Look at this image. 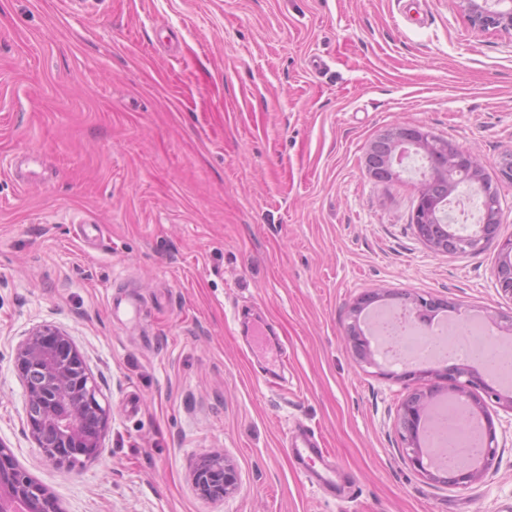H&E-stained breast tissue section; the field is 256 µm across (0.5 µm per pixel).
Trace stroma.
I'll list each match as a JSON object with an SVG mask.
<instances>
[{
	"mask_svg": "<svg viewBox=\"0 0 512 512\" xmlns=\"http://www.w3.org/2000/svg\"><path fill=\"white\" fill-rule=\"evenodd\" d=\"M406 123L512 153V36L453 0H0V442L62 512H512V413L468 489L408 463L402 365L357 362L355 300L447 302L503 343L496 248L430 251L418 176L379 182L371 141ZM65 330L109 411L63 471L24 427L13 369ZM336 485L290 454L295 424ZM220 453L237 492L201 497ZM380 295L381 293H369L364 294L356 299V302L354 303L352 308V322L348 323L345 332L346 339L350 344V347L352 348L356 358L362 362L371 365L375 364L373 359L374 352L370 348L369 340L362 336V333L358 328L357 316L360 313V311L365 307L366 302L369 299L373 298L376 300L381 297Z\"/></svg>",
	"mask_w": 512,
	"mask_h": 512,
	"instance_id": "1",
	"label": "stroma"
}]
</instances>
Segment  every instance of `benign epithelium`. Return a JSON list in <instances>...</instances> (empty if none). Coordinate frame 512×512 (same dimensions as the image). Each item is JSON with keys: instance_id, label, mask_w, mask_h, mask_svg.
Segmentation results:
<instances>
[{"instance_id": "1", "label": "benign epithelium", "mask_w": 512, "mask_h": 512, "mask_svg": "<svg viewBox=\"0 0 512 512\" xmlns=\"http://www.w3.org/2000/svg\"><path fill=\"white\" fill-rule=\"evenodd\" d=\"M469 27L475 32L498 31L512 36V0H455ZM384 135L391 139V154L417 146L432 154L438 174L453 183L454 175L467 171L478 184L485 168L475 154L464 152L451 141L441 139L422 126L401 125ZM365 168L376 177L387 168L386 159L376 154L374 144L365 151ZM490 219L469 234L439 238L426 232L437 217L436 201L419 188L413 226L419 239L438 254L461 255L488 245L498 247L495 283L512 296V236L501 234L500 201H490ZM380 294H364L352 308V322L346 339L356 358L374 364L370 342L362 336L357 316L369 299ZM411 311L422 317L441 300L415 295ZM14 370L25 393V426L41 453L57 468L69 471L83 459H93L101 451V439L108 428L107 408L99 401V389L87 369L84 357L66 331L45 324L31 330L18 344ZM408 381H428L424 390L414 389L402 399L397 413L398 433L409 464L424 477L450 489L467 488L487 476L498 456L494 417L488 403L512 412V396L495 389L476 369L453 363L438 369L426 362L406 370ZM448 400L478 419L476 433L479 454L453 468H439L424 454L419 444L422 424L440 402ZM193 480L200 495L225 498L239 486L235 468L221 455H210L197 463ZM0 512H61L58 500L16 461L10 448L0 442Z\"/></svg>"}]
</instances>
